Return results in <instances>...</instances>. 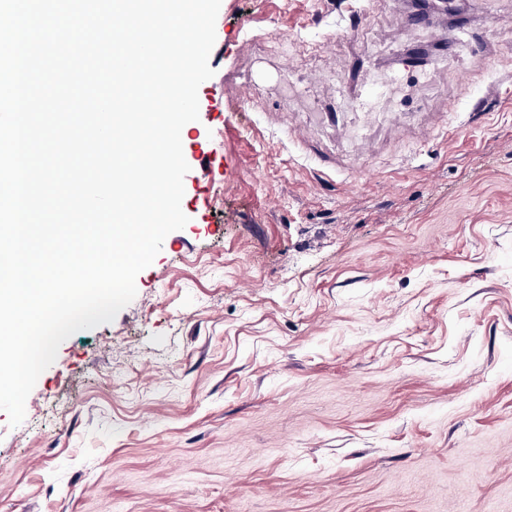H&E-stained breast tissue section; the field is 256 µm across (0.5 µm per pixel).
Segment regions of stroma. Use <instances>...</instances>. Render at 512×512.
Segmentation results:
<instances>
[{"label": "stroma", "instance_id": "obj_1", "mask_svg": "<svg viewBox=\"0 0 512 512\" xmlns=\"http://www.w3.org/2000/svg\"><path fill=\"white\" fill-rule=\"evenodd\" d=\"M221 0L183 229L10 426L0 512H512V0Z\"/></svg>", "mask_w": 512, "mask_h": 512}]
</instances>
